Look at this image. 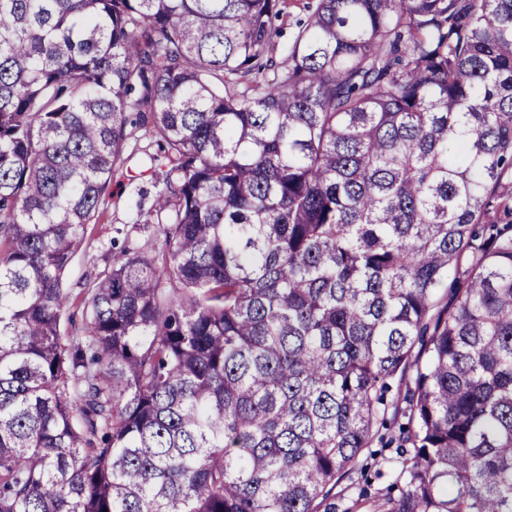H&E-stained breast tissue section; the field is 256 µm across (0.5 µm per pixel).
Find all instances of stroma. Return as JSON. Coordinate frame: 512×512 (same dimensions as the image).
Here are the masks:
<instances>
[{
    "mask_svg": "<svg viewBox=\"0 0 512 512\" xmlns=\"http://www.w3.org/2000/svg\"><path fill=\"white\" fill-rule=\"evenodd\" d=\"M157 152L153 140L135 133L126 148L125 166L112 180L110 197L101 207L97 220L87 226L83 243L66 274L65 287L72 298L69 309L72 326H81L84 320L81 293L93 275L104 269L102 255L112 241L131 239L148 254L159 243L158 225L139 220L141 211L149 210L154 203L156 189L150 158ZM400 459L396 444L373 441L361 453L350 479L337 488L333 512H379L377 500L392 481L389 465Z\"/></svg>",
    "mask_w": 512,
    "mask_h": 512,
    "instance_id": "obj_1",
    "label": "stroma"
}]
</instances>
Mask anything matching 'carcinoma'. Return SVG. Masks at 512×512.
Returning <instances> with one entry per match:
<instances>
[{
    "label": "carcinoma",
    "instance_id": "obj_1",
    "mask_svg": "<svg viewBox=\"0 0 512 512\" xmlns=\"http://www.w3.org/2000/svg\"><path fill=\"white\" fill-rule=\"evenodd\" d=\"M284 3L0 0V512H330L396 376L382 512H512V0H318L277 62ZM130 127L162 241L66 336ZM471 262V256L465 255L459 266L453 269L448 276V285L439 289L436 296L440 305L444 304L447 299H451L456 292V288H463L467 279V270Z\"/></svg>",
    "mask_w": 512,
    "mask_h": 512
}]
</instances>
